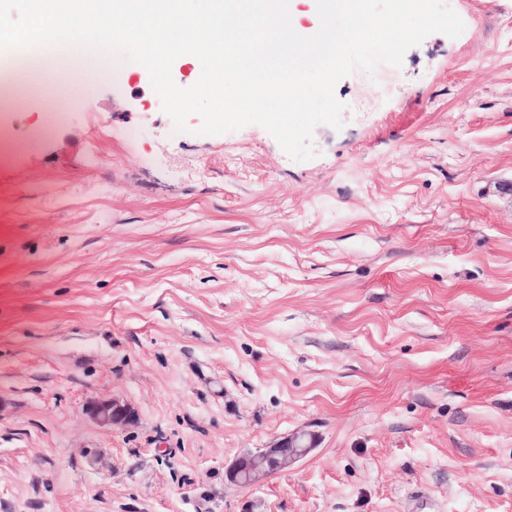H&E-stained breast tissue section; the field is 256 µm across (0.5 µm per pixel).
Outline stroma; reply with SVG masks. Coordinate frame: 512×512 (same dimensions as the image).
<instances>
[{"label":"stroma","instance_id":"stroma-1","mask_svg":"<svg viewBox=\"0 0 512 512\" xmlns=\"http://www.w3.org/2000/svg\"><path fill=\"white\" fill-rule=\"evenodd\" d=\"M447 2L463 32L341 79L305 162L174 133L142 67L19 80L0 512H512V0ZM112 398L133 425L86 413ZM316 446L310 433H293L264 448L236 457L225 469L227 480L238 487H251L277 470L293 465Z\"/></svg>","mask_w":512,"mask_h":512}]
</instances>
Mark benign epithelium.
Listing matches in <instances>:
<instances>
[{"instance_id":"7a95c632","label":"benign epithelium","mask_w":512,"mask_h":512,"mask_svg":"<svg viewBox=\"0 0 512 512\" xmlns=\"http://www.w3.org/2000/svg\"><path fill=\"white\" fill-rule=\"evenodd\" d=\"M87 413L101 424L127 427L136 420L135 412L117 400H94L86 407ZM316 446L310 433H293L275 440L264 448H256L236 457L225 469L227 480L238 487H251L277 470L293 465Z\"/></svg>"}]
</instances>
